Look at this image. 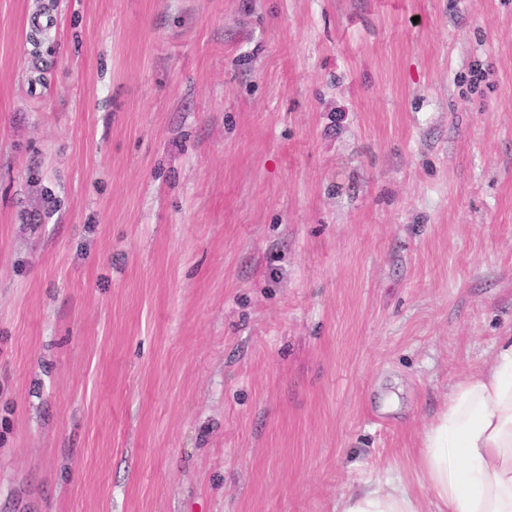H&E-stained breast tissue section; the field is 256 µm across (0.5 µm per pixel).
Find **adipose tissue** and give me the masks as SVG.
<instances>
[{"mask_svg":"<svg viewBox=\"0 0 512 512\" xmlns=\"http://www.w3.org/2000/svg\"><path fill=\"white\" fill-rule=\"evenodd\" d=\"M428 499L376 477L342 496L336 512H512V336L494 365L452 384L420 438Z\"/></svg>","mask_w":512,"mask_h":512,"instance_id":"adipose-tissue-1","label":"adipose tissue"}]
</instances>
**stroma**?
Instances as JSON below:
<instances>
[{
    "instance_id": "obj_1",
    "label": "stroma",
    "mask_w": 512,
    "mask_h": 512,
    "mask_svg": "<svg viewBox=\"0 0 512 512\" xmlns=\"http://www.w3.org/2000/svg\"><path fill=\"white\" fill-rule=\"evenodd\" d=\"M512 335V0H0V512H335Z\"/></svg>"
}]
</instances>
